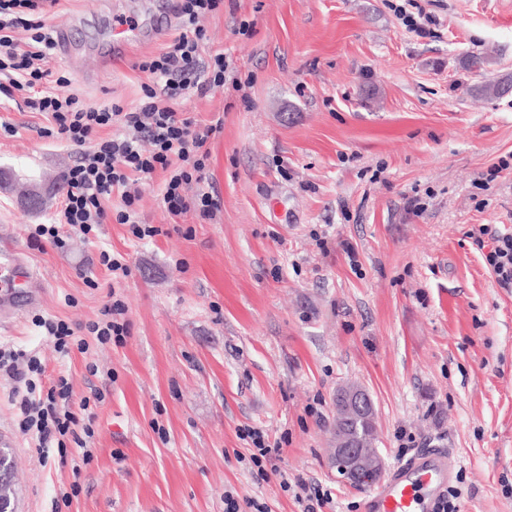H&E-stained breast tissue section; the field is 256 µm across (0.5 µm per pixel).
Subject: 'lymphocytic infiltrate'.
I'll use <instances>...</instances> for the list:
<instances>
[{
	"instance_id": "1",
	"label": "lymphocytic infiltrate",
	"mask_w": 512,
	"mask_h": 512,
	"mask_svg": "<svg viewBox=\"0 0 512 512\" xmlns=\"http://www.w3.org/2000/svg\"><path fill=\"white\" fill-rule=\"evenodd\" d=\"M59 0H0V97L22 100L29 111L50 122L49 135L76 147L79 158L66 176V190L52 223L37 225L33 239L62 245L63 228L93 236L98 225L115 221L129 225L144 240L159 235L158 227L139 223L142 187L162 175L161 201L171 217L195 212L213 219L219 209L206 177L208 142L221 124L199 125L178 112L180 99L223 86L228 64L223 53L203 55L202 21L224 7V0H182L181 24L159 53L141 57L136 69L149 75L139 104L130 111L87 106L74 95L59 96L68 84L53 68L54 30L50 16ZM111 136H101L104 128ZM469 236L483 252L497 285L512 290V232L488 224L473 225ZM124 300L109 299L88 322L70 325L58 318H38L58 353L88 355L94 349L124 343L130 331ZM0 372L23 387L18 428L34 437L40 460H54L80 477L94 452L93 399L73 400V383L64 373L47 375L41 360L21 350L0 349Z\"/></svg>"
}]
</instances>
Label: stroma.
<instances>
[{
    "instance_id": "stroma-1",
    "label": "stroma",
    "mask_w": 512,
    "mask_h": 512,
    "mask_svg": "<svg viewBox=\"0 0 512 512\" xmlns=\"http://www.w3.org/2000/svg\"><path fill=\"white\" fill-rule=\"evenodd\" d=\"M169 0H60L54 28H70L71 79L60 95L96 108L138 105L139 57ZM436 20L408 32L389 0H224L203 22L205 52L223 53L231 81L181 100L199 124L223 120L210 140L214 219H172L157 186L138 220L159 227L139 240L128 225L95 239L69 231L64 248L31 240L59 209L75 149L44 136L47 121L0 108V238L36 273L40 305L7 318L0 347L65 372L73 399L104 393L96 450L62 512H224V493L270 512H301L279 475L261 479L241 432L284 438L281 473L330 493L323 512H359L361 488L326 460L334 395L370 394L386 466L413 450L449 449L462 512H512V292L499 288L468 237L475 224L512 228V93L479 94L512 79V0H418ZM135 39L110 57L112 29ZM248 23L240 33V23ZM489 57L486 71L469 55ZM46 200L31 212L19 190ZM130 275L113 285L101 250ZM117 291L130 334L95 357L62 356L36 324L93 319ZM13 382L0 376V431L13 444L18 512H47L68 491L69 468L41 463L19 432Z\"/></svg>"
}]
</instances>
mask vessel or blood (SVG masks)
<instances>
[{"label": "vessel or blood", "mask_w": 512, "mask_h": 512, "mask_svg": "<svg viewBox=\"0 0 512 512\" xmlns=\"http://www.w3.org/2000/svg\"><path fill=\"white\" fill-rule=\"evenodd\" d=\"M31 267L11 246L0 247V310L21 311L36 305L40 293L27 292ZM456 460L445 448L417 452L394 466L377 485L363 492L360 512H438L448 494Z\"/></svg>", "instance_id": "1"}]
</instances>
